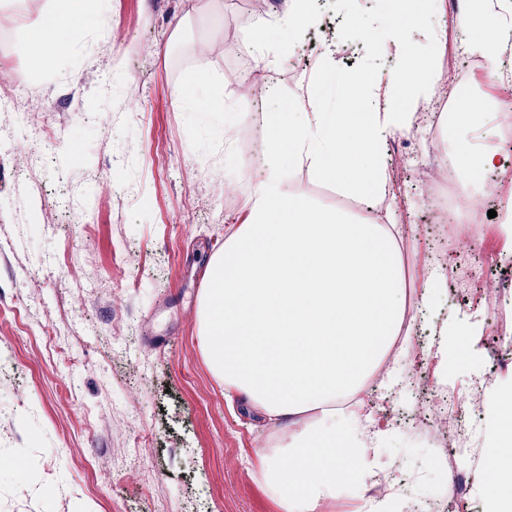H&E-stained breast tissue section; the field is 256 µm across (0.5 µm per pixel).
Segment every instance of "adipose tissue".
Listing matches in <instances>:
<instances>
[{"mask_svg": "<svg viewBox=\"0 0 512 512\" xmlns=\"http://www.w3.org/2000/svg\"><path fill=\"white\" fill-rule=\"evenodd\" d=\"M423 2L417 12L402 0L389 24V41L402 56L394 83L407 109L381 117L368 111L370 79L361 74L341 78L347 112L311 118L289 94L292 112L268 118L273 145L288 141L289 153L272 152L264 179L244 201L240 224L208 269L200 318L211 370L223 379L225 395L245 398L268 420L284 419L293 428L275 450L260 453L251 472L281 512H316L372 472L390 431L377 430L371 443L359 439V415L340 402L418 315L405 304L398 215L377 224L316 209L289 192L286 161L308 165L346 192L385 194L392 176L376 162L381 141L408 132L445 78L409 50L411 31L439 11L440 0ZM109 7L108 0H61L59 10L25 15L17 51L44 64L53 49L79 37L91 15ZM510 13L507 0L467 6L464 23L479 31L480 53L493 58L512 45L503 36ZM500 405L505 422L487 455L500 481L487 512H512V392Z\"/></svg>", "mask_w": 512, "mask_h": 512, "instance_id": "adipose-tissue-1", "label": "adipose tissue"}]
</instances>
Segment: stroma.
Returning a JSON list of instances; mask_svg holds the SVG:
<instances>
[{
  "label": "stroma",
  "instance_id": "obj_1",
  "mask_svg": "<svg viewBox=\"0 0 512 512\" xmlns=\"http://www.w3.org/2000/svg\"><path fill=\"white\" fill-rule=\"evenodd\" d=\"M110 2L103 20L40 68L16 53L22 26L0 32V60L17 89L48 104L44 149L22 172L13 160L23 147L19 117L0 113V512H280L250 471L257 451L290 429L225 401L207 364L195 282L264 177L271 88H300L306 112L348 111L339 72L383 81L401 65L385 44L390 2L314 0L338 21L333 71L282 61L277 38L252 42L257 25L289 11L290 0ZM463 8L442 0L427 22L434 38L418 33L414 42L490 101L503 88L487 72L512 68V56L491 61L475 51ZM130 16L139 26L128 41L119 23ZM194 79L223 111L175 101L174 90ZM433 107L420 108L418 152L405 154L397 137L382 143L379 161L393 178L385 199L344 193L300 164L288 189L357 220L383 224L397 210L407 302L418 301L428 276L443 280L412 329L414 355L383 365L397 386L365 396L372 418L394 421L375 474L398 489L387 497L392 512H405L403 493L416 512H487L498 482L483 454L496 430L490 410L479 417V454L459 461L472 491L453 495L448 473L429 464L438 448L422 423L428 396L419 383L459 400L476 384L486 393L512 386V374L492 371L498 354L512 353V335L497 330L500 319L512 323V296L490 311L479 287L460 281L488 249L499 257L496 276L512 271V241L495 217L512 198V114L489 112L487 139L467 119L436 120ZM454 144L491 145L509 161L480 207L472 200L482 187H463ZM432 160L447 168L446 189L457 197L444 216L425 180ZM474 209L476 243L451 239L450 223ZM148 321L165 347L149 343Z\"/></svg>",
  "mask_w": 512,
  "mask_h": 512
}]
</instances>
